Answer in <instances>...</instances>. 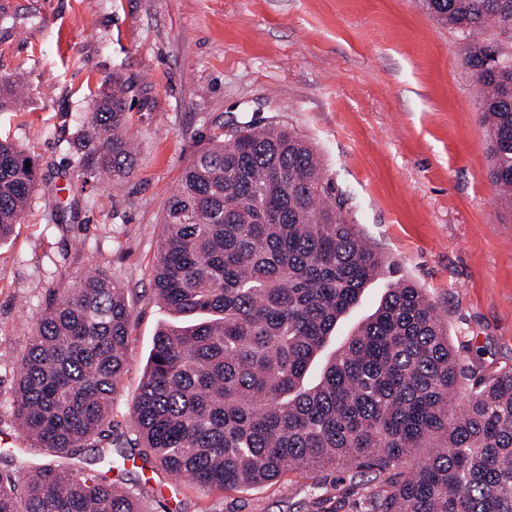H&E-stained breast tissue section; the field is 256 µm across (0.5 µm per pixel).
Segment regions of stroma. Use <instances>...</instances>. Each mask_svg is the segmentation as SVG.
I'll return each instance as SVG.
<instances>
[{
	"instance_id": "1",
	"label": "stroma",
	"mask_w": 512,
	"mask_h": 512,
	"mask_svg": "<svg viewBox=\"0 0 512 512\" xmlns=\"http://www.w3.org/2000/svg\"><path fill=\"white\" fill-rule=\"evenodd\" d=\"M133 84L134 174L100 183L97 145L71 146L113 77ZM27 93L0 111V139L31 155L38 185L0 243V448L20 449L7 399L27 337L57 291L97 267L133 307L112 407L132 406L170 314L153 297L169 196L221 126L294 128L318 152L348 218L422 288L463 364L512 370V209L489 180L477 85L457 33L420 0H0V80ZM144 512H318L301 470L249 490L203 489L162 469L114 465ZM336 512L375 483L330 475Z\"/></svg>"
}]
</instances>
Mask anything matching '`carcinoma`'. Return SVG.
I'll return each instance as SVG.
<instances>
[{"label": "carcinoma", "mask_w": 512, "mask_h": 512, "mask_svg": "<svg viewBox=\"0 0 512 512\" xmlns=\"http://www.w3.org/2000/svg\"><path fill=\"white\" fill-rule=\"evenodd\" d=\"M465 41L480 87L490 180L512 207V0H422ZM131 85L112 79L77 144L99 142L93 177L135 171ZM38 181L35 160L0 141V242ZM154 297L181 322L153 340L132 412L137 456L206 488L248 489L303 469L383 477L367 512H512V371L463 365L422 289L396 277L344 214L317 151L278 123L217 134L169 197ZM394 278L376 312L319 382L309 365L366 285ZM128 293L95 269L30 328L10 398L32 449L50 460L19 483L0 469V512H143L131 489L72 459L127 460L112 405L127 367ZM472 382L456 410L460 380ZM419 448L435 452L403 471Z\"/></svg>", "instance_id": "1"}]
</instances>
